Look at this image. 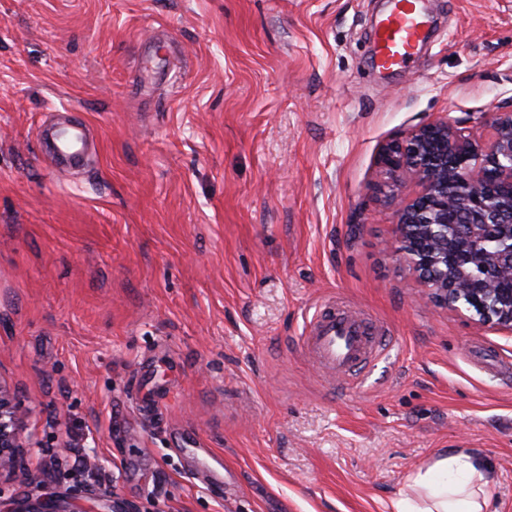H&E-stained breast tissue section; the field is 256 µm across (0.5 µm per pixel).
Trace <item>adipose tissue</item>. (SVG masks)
<instances>
[{"label":"adipose tissue","instance_id":"1","mask_svg":"<svg viewBox=\"0 0 512 512\" xmlns=\"http://www.w3.org/2000/svg\"><path fill=\"white\" fill-rule=\"evenodd\" d=\"M488 485L477 457L442 452L407 475V491L394 501V512H489Z\"/></svg>","mask_w":512,"mask_h":512}]
</instances>
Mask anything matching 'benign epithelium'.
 Instances as JSON below:
<instances>
[{"label": "benign epithelium", "mask_w": 512, "mask_h": 512, "mask_svg": "<svg viewBox=\"0 0 512 512\" xmlns=\"http://www.w3.org/2000/svg\"><path fill=\"white\" fill-rule=\"evenodd\" d=\"M483 141L458 122L422 124L379 164L418 190H391L396 252L431 297L473 323L512 331V111L493 112ZM19 416L0 385V477L19 467Z\"/></svg>", "instance_id": "benign-epithelium-1"}]
</instances>
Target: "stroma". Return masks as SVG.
Returning <instances> with one entry per match:
<instances>
[{"instance_id":"stroma-1","label":"stroma","mask_w":512,"mask_h":512,"mask_svg":"<svg viewBox=\"0 0 512 512\" xmlns=\"http://www.w3.org/2000/svg\"><path fill=\"white\" fill-rule=\"evenodd\" d=\"M388 5L0 0V384L21 405L0 512H391L459 448L512 512V333L423 298L377 164L427 122L488 138L512 0H421L428 44L382 71ZM70 118L81 171L39 142ZM328 298L387 338L350 385L302 343Z\"/></svg>"}]
</instances>
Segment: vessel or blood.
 <instances>
[{"mask_svg": "<svg viewBox=\"0 0 512 512\" xmlns=\"http://www.w3.org/2000/svg\"><path fill=\"white\" fill-rule=\"evenodd\" d=\"M375 33V61L391 69L407 63L426 34L427 17L418 0H390ZM305 345L319 368L334 377L353 378L386 347L372 325L326 301L307 326Z\"/></svg>", "mask_w": 512, "mask_h": 512, "instance_id": "obj_1", "label": "vessel or blood"}]
</instances>
